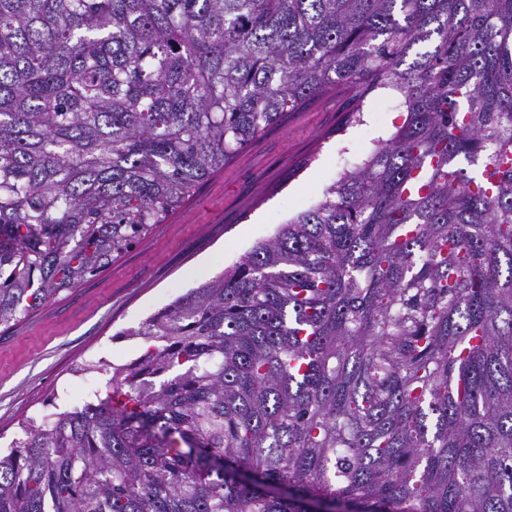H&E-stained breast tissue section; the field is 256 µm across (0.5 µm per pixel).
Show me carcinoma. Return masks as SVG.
<instances>
[{
    "instance_id": "1",
    "label": "carcinoma",
    "mask_w": 512,
    "mask_h": 512,
    "mask_svg": "<svg viewBox=\"0 0 512 512\" xmlns=\"http://www.w3.org/2000/svg\"><path fill=\"white\" fill-rule=\"evenodd\" d=\"M386 87L390 138L22 423L0 512H512V0H0V327Z\"/></svg>"
}]
</instances>
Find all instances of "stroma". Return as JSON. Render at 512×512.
Wrapping results in <instances>:
<instances>
[{
	"label": "stroma",
	"instance_id": "obj_1",
	"mask_svg": "<svg viewBox=\"0 0 512 512\" xmlns=\"http://www.w3.org/2000/svg\"><path fill=\"white\" fill-rule=\"evenodd\" d=\"M405 107L369 108L346 97L309 101L255 139L149 237L30 318L0 335V448L20 425L106 395L104 374L84 364H124L144 344L121 337L154 310L220 274L279 224L315 206L345 164L361 163L397 128Z\"/></svg>",
	"mask_w": 512,
	"mask_h": 512
}]
</instances>
